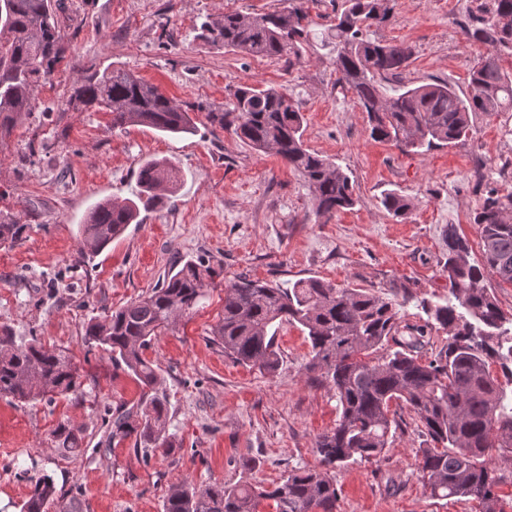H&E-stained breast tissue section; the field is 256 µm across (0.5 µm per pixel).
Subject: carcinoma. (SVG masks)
Wrapping results in <instances>:
<instances>
[{"mask_svg": "<svg viewBox=\"0 0 512 512\" xmlns=\"http://www.w3.org/2000/svg\"><path fill=\"white\" fill-rule=\"evenodd\" d=\"M288 0L274 12L243 15L226 12L208 17L196 38L245 56L302 63L311 39L309 4ZM392 0H343L325 32L336 51L339 81L365 112L369 137L393 144L403 153L454 145L467 137L473 115L512 111V0L481 4L464 26L469 42L488 46L470 72L469 94L462 98L446 82L402 84L389 95L383 81L405 70L411 58L401 44L367 37L368 30L392 16ZM65 0H0V143L31 112L35 84L47 80L61 58L59 17ZM84 106L112 114V126L141 125L171 134H191L190 112L234 133L254 150L279 156L312 193L315 214L331 218L357 203L350 176L330 158L311 151L303 140L304 117L280 88L241 85L230 107L216 113L199 103L187 110L134 73L105 69L76 89ZM179 171L166 160L141 164L140 190L119 203L104 200L88 212L79 233L82 257L100 254L139 215V205L161 203L178 183ZM383 207L404 219L411 200L395 190L384 192ZM481 253L471 259L469 240L448 225V254L443 271L448 297L425 310L423 324L404 322L407 296L391 299L372 288L340 287L311 277L288 285L239 275L224 282V309L211 327L224 355L277 372V333L284 323L299 327L310 343L308 378L334 390L340 417L336 427L318 437L320 467L294 468L271 487L245 482L196 484L184 480L169 488L164 512H260L272 502L274 512H339L336 468L350 462L384 458L392 428L393 402L414 414L425 437L419 449V477L436 499L470 498L481 512H504L495 488L502 482L496 461L512 460V317L505 316L486 280L493 275L512 284V192L487 191L473 215ZM26 224H0V245L25 239ZM216 271L202 261L183 260L146 295L110 314L83 324L88 349L107 353L150 391L136 406L138 425L128 415L114 421L112 436L132 433L147 447L170 452L165 400L154 394L159 374L144 351L177 321L191 315ZM448 341L424 358L434 328ZM498 366L501 372L493 367ZM80 375L68 352L33 340L17 344L0 327V397L17 403L53 399L77 392ZM80 431L60 424L51 447L75 458L84 453ZM29 493L20 512H81L79 502L56 493L44 473L26 476Z\"/></svg>", "mask_w": 512, "mask_h": 512, "instance_id": "1", "label": "carcinoma"}]
</instances>
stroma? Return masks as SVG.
I'll return each mask as SVG.
<instances>
[{
    "mask_svg": "<svg viewBox=\"0 0 512 512\" xmlns=\"http://www.w3.org/2000/svg\"><path fill=\"white\" fill-rule=\"evenodd\" d=\"M342 0H318L310 14L312 45L299 66L244 56L196 37L206 17L283 9L287 0H74L61 20L63 54L32 93V112L0 146V218L29 225L20 244L0 246V326L19 341L39 339L68 349L81 375L78 393L19 405L0 398V505L19 512L29 487L24 471L52 477L59 494L82 512H163L172 484L243 481L272 485L288 470L315 468V443L339 417L328 388L305 374L309 343L283 326L275 375L233 362L212 343L224 306V281L317 277L340 286L409 293L407 323L420 305L448 296L442 271L444 233L456 225L479 258L472 217L487 190L512 192V112L479 113L472 134L453 147L403 153L370 139L366 118L337 82L323 33ZM473 0H395L391 19L369 36L411 51L408 67L386 81H447L469 91V71L487 51L465 40ZM133 71L177 104L227 109L237 86L281 88L304 115L306 145L342 166L358 205L316 218L311 192L280 157L258 152L233 131L200 119L194 133L171 136L144 126L116 128L112 116L84 108L73 93L93 72ZM165 158L180 181L162 206L102 254L81 262L78 234L88 209L131 197L143 160ZM410 197L407 218L382 206L384 191ZM183 259L222 269L196 311L158 336L145 356L160 374L168 432L177 447L143 455L135 436L112 437L118 413L141 397L132 375L88 349L83 323L136 300ZM400 424L381 463L337 469L339 512H479L476 501L434 499L418 476L424 439L415 418L397 408ZM68 423L86 452L65 459L50 433ZM256 459L248 470L241 459Z\"/></svg>",
    "mask_w": 512,
    "mask_h": 512,
    "instance_id": "1",
    "label": "stroma"
}]
</instances>
